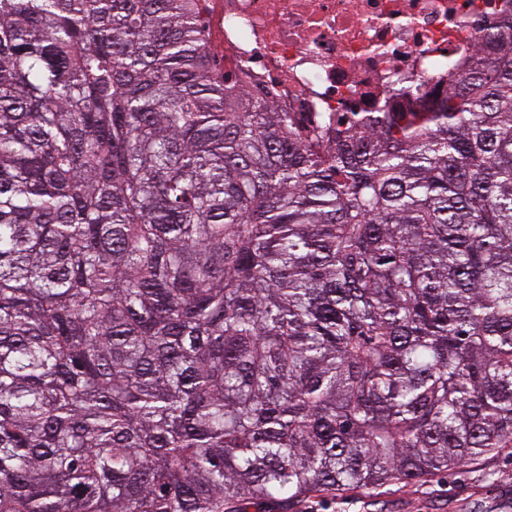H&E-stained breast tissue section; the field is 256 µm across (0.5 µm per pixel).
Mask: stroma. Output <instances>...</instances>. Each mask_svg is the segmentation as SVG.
Wrapping results in <instances>:
<instances>
[{
	"instance_id": "stroma-1",
	"label": "stroma",
	"mask_w": 512,
	"mask_h": 512,
	"mask_svg": "<svg viewBox=\"0 0 512 512\" xmlns=\"http://www.w3.org/2000/svg\"><path fill=\"white\" fill-rule=\"evenodd\" d=\"M250 512H512V450L413 486L390 485L372 495H311L287 506L269 499Z\"/></svg>"
}]
</instances>
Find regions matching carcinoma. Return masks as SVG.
<instances>
[{
    "label": "carcinoma",
    "mask_w": 512,
    "mask_h": 512,
    "mask_svg": "<svg viewBox=\"0 0 512 512\" xmlns=\"http://www.w3.org/2000/svg\"><path fill=\"white\" fill-rule=\"evenodd\" d=\"M198 0H0V512H248L512 448V39L305 121Z\"/></svg>",
    "instance_id": "carcinoma-1"
}]
</instances>
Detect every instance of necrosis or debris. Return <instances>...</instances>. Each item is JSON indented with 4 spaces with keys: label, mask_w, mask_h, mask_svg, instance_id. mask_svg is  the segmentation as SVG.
I'll return each mask as SVG.
<instances>
[{
    "label": "necrosis or debris",
    "mask_w": 512,
    "mask_h": 512,
    "mask_svg": "<svg viewBox=\"0 0 512 512\" xmlns=\"http://www.w3.org/2000/svg\"><path fill=\"white\" fill-rule=\"evenodd\" d=\"M233 84L284 112H390L398 89L435 99L512 0H203Z\"/></svg>",
    "instance_id": "necrosis-or-debris-1"
}]
</instances>
